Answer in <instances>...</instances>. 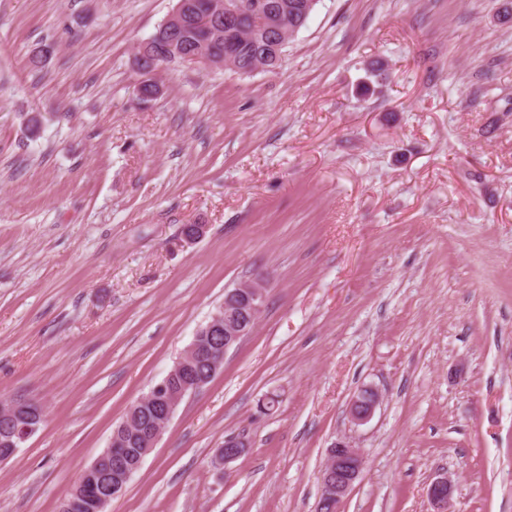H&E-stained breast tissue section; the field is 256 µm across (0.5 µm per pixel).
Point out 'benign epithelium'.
<instances>
[{"label":"benign epithelium","instance_id":"obj_1","mask_svg":"<svg viewBox=\"0 0 512 512\" xmlns=\"http://www.w3.org/2000/svg\"><path fill=\"white\" fill-rule=\"evenodd\" d=\"M196 21L194 6L190 0H177L175 8L165 19L168 24L179 28L188 26ZM152 40L147 39L140 43V50L136 54L137 70L144 74L154 73V68H163L157 64L158 54L151 53ZM266 288L258 282L244 281L224 291V309L227 315L214 313L209 321L206 332L217 333L224 331V352H229L244 337L251 334L253 325L258 321L264 306ZM170 376L149 389V394L160 401L162 411L159 417L164 423H169L176 413L178 405L188 396L201 389V384H187L180 393L173 395L169 388ZM381 400V394L374 388H368V393L362 392L350 401V416L357 424H363L371 419ZM336 451L328 452L326 462L320 473V495L317 506L324 501H336L341 504L343 499L353 488L360 477L363 461L359 450L350 442L341 440L334 444ZM136 464L127 470L123 479L117 482L96 481V466H88L81 479L85 486L88 499L92 502L96 512H107L112 497L119 495L125 489L123 482L130 481L132 476L140 469ZM454 492V481L446 474L438 475L428 486L427 496L434 508V512H449V505Z\"/></svg>","mask_w":512,"mask_h":512}]
</instances>
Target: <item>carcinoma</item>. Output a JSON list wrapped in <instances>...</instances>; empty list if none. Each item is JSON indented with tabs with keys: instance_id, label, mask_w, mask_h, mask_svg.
Listing matches in <instances>:
<instances>
[{
	"instance_id": "1",
	"label": "carcinoma",
	"mask_w": 512,
	"mask_h": 512,
	"mask_svg": "<svg viewBox=\"0 0 512 512\" xmlns=\"http://www.w3.org/2000/svg\"><path fill=\"white\" fill-rule=\"evenodd\" d=\"M275 0H224V12L231 16L224 18V33L227 39L216 40L208 31L198 28L187 34L183 30L172 31V26L161 24L155 31V42L165 44L170 36L185 46L191 53L204 52L213 57H222L232 53L229 70L246 75L257 68L264 72H274L281 65L273 63V52L270 44L261 40L256 30L261 26V10ZM318 0H288V25L275 33L276 40L289 42L297 30L305 26ZM222 337H203L199 340L198 348L190 365L183 374L172 380L173 388L180 387L186 380L198 378L209 372L211 351L220 344ZM154 404L150 401L132 405L127 415L133 417L134 424L127 429L115 428L110 439L112 451L98 460V469L107 479L118 478L123 469L137 463L139 456L145 450L143 435L153 420ZM43 425L40 405L16 400V409L0 413V454L11 448L14 442L15 430L23 425ZM82 490L75 487L59 505L58 512H90L82 506Z\"/></svg>"
}]
</instances>
